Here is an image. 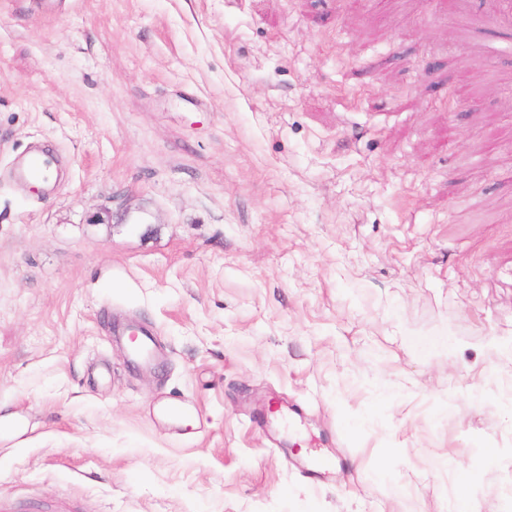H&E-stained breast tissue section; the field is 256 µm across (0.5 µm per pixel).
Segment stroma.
<instances>
[{"instance_id":"1","label":"stroma","mask_w":512,"mask_h":512,"mask_svg":"<svg viewBox=\"0 0 512 512\" xmlns=\"http://www.w3.org/2000/svg\"><path fill=\"white\" fill-rule=\"evenodd\" d=\"M1 406L12 512H512V55L438 0H0Z\"/></svg>"}]
</instances>
